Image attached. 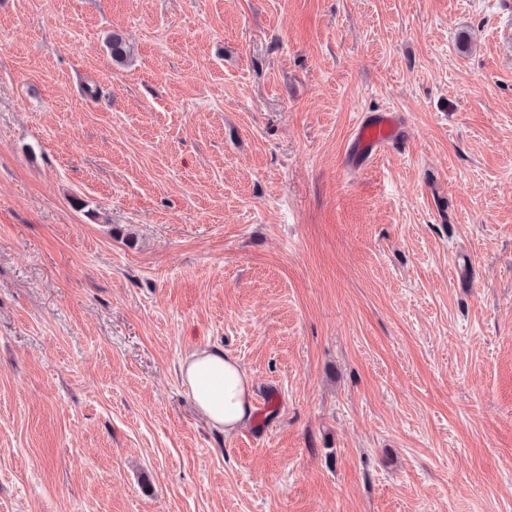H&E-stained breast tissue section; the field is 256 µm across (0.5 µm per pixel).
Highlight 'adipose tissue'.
Here are the masks:
<instances>
[{"label": "adipose tissue", "instance_id": "ef3b65f1", "mask_svg": "<svg viewBox=\"0 0 512 512\" xmlns=\"http://www.w3.org/2000/svg\"><path fill=\"white\" fill-rule=\"evenodd\" d=\"M180 374L207 423L230 435L253 418L252 389L239 362L219 349H196L184 356Z\"/></svg>", "mask_w": 512, "mask_h": 512}]
</instances>
